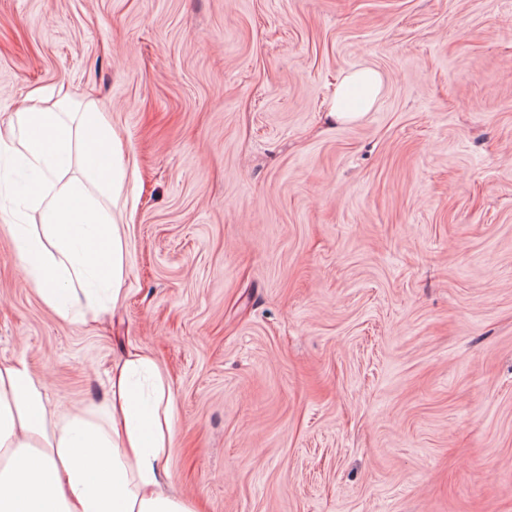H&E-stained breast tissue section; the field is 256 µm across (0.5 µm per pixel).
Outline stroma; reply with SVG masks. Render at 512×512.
Instances as JSON below:
<instances>
[{
  "instance_id": "35a3bbf8",
  "label": "stroma",
  "mask_w": 512,
  "mask_h": 512,
  "mask_svg": "<svg viewBox=\"0 0 512 512\" xmlns=\"http://www.w3.org/2000/svg\"><path fill=\"white\" fill-rule=\"evenodd\" d=\"M35 88L122 142L125 297L61 319L0 229V362L65 411L150 355L204 512H512V0H0L1 131ZM385 86L386 77L382 72L360 65L342 78L329 115L337 122L362 119L375 105Z\"/></svg>"
}]
</instances>
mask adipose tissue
<instances>
[{"label": "adipose tissue", "instance_id": "ef3b65f1", "mask_svg": "<svg viewBox=\"0 0 512 512\" xmlns=\"http://www.w3.org/2000/svg\"><path fill=\"white\" fill-rule=\"evenodd\" d=\"M386 85L367 65L347 72L330 115L362 119ZM41 92L17 114L10 153L34 173L23 205L42 210V233L10 225L23 270L62 319L98 318L123 298L126 241L92 189L119 195L121 149L93 106L81 112L43 106ZM80 156V179L61 172ZM175 430L172 393L157 363L133 353L112 371L101 405L50 410L44 385L24 359L0 363V512H200L168 493Z\"/></svg>", "mask_w": 512, "mask_h": 512}]
</instances>
